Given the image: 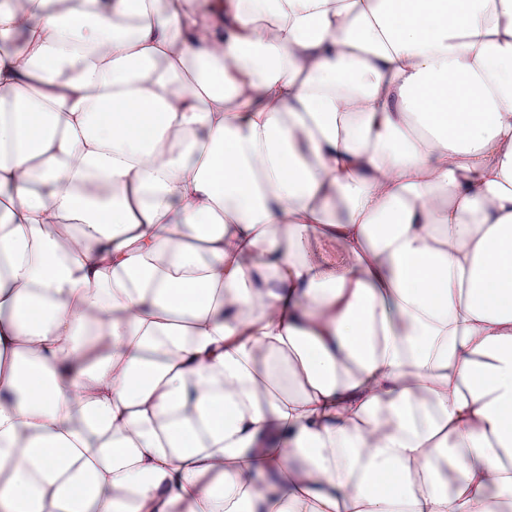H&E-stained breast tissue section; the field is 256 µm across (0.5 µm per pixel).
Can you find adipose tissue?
I'll return each instance as SVG.
<instances>
[{"mask_svg": "<svg viewBox=\"0 0 512 512\" xmlns=\"http://www.w3.org/2000/svg\"><path fill=\"white\" fill-rule=\"evenodd\" d=\"M511 503L512 0H0V512Z\"/></svg>", "mask_w": 512, "mask_h": 512, "instance_id": "1", "label": "adipose tissue"}]
</instances>
